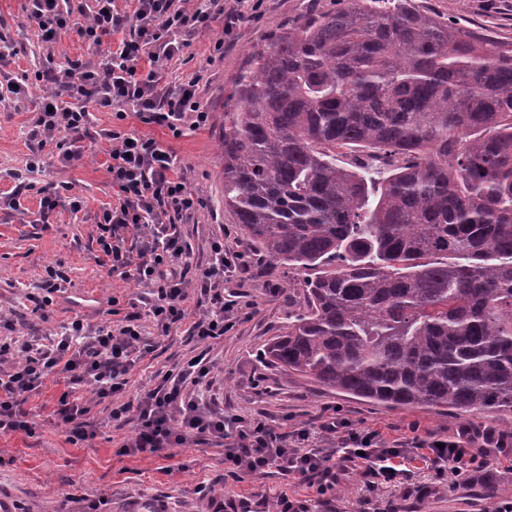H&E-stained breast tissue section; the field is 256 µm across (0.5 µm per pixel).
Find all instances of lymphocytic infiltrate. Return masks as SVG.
I'll list each match as a JSON object with an SVG mask.
<instances>
[{
	"mask_svg": "<svg viewBox=\"0 0 512 512\" xmlns=\"http://www.w3.org/2000/svg\"><path fill=\"white\" fill-rule=\"evenodd\" d=\"M27 18L41 38L55 44L62 33L73 32L95 62H70L67 69H48L38 80L46 88L30 131L38 145L55 142L62 162L80 159V150L67 146L69 136H83L90 121L87 102L114 110L117 120L135 114L141 122L167 128L181 136L184 128L207 126L210 114L201 104L195 81L163 86L161 78L188 37L223 17L225 30L244 19L240 6L224 0H196L193 7L177 0H134L132 13L122 12L116 0H94L82 20H75L67 0H27ZM121 34L107 54L98 49L105 37ZM107 172L117 190L112 207L97 220L98 243L110 259V273L132 279L147 289L146 315L157 332L168 335L185 321L188 293L198 296V316L189 328L200 346L197 355L168 370L154 388L136 403H115L137 360L152 353L134 315L124 323L85 324L75 317L49 343L0 341V432H31L22 394L38 392L53 373L64 374L68 389L60 397V415L74 442L91 440L82 421L88 408L78 391L91 386L97 403L112 420L136 415V434L127 439L125 455L155 453L188 443L218 442L224 448L227 475L239 480L275 467L301 482L316 485L319 494L335 491L341 472L361 465L367 476L391 483L409 479L423 466L437 476L463 477L484 467L501 441L493 431L464 428L437 443L431 437L387 440L376 430H355L336 415L322 418L318 429L339 438V450L315 448L304 429L286 431L264 421L243 423L225 415L210 397L214 364L209 342L222 336L224 320L235 304L224 297V274L244 265L242 254L226 250L223 240L211 244L208 267L197 281L187 280L183 267L190 248L175 221L190 218L201 199L176 173V158L156 139L112 131Z\"/></svg>",
	"mask_w": 512,
	"mask_h": 512,
	"instance_id": "obj_1",
	"label": "lymphocytic infiltrate"
}]
</instances>
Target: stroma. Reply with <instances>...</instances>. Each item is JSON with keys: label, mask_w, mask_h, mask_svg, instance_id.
Returning <instances> with one entry per match:
<instances>
[{"label": "stroma", "mask_w": 512, "mask_h": 512, "mask_svg": "<svg viewBox=\"0 0 512 512\" xmlns=\"http://www.w3.org/2000/svg\"><path fill=\"white\" fill-rule=\"evenodd\" d=\"M415 6L443 20L464 24L512 42V0H414ZM25 0H0V36L14 51L0 60V319L13 322L16 337L47 338L70 318L89 323H112L115 313H127L144 289L131 279L110 274V262L96 242V217L113 201L106 167L108 131L154 137L176 157L177 173L202 200L193 219L178 228L191 246V269L206 266L215 239L247 263L243 271L224 276L225 293L236 306L224 336L211 344L212 394L226 415L264 419L291 431L313 425L319 413L335 412L352 428L377 429L391 439L433 435L444 439L461 427L491 429L506 447L494 461L490 480L472 474L463 482L434 472L416 470L411 482L368 486L361 467L340 478L335 495H319L298 479L269 469L262 476L237 481L224 476L223 447L202 444L168 448L155 454L124 455L121 445L131 438L134 423L109 421L101 406L91 405L86 416L95 430L87 442L71 443L56 414L64 391L63 375L49 376L41 391L25 404L33 434L0 433V512H217L220 504L247 496L274 499L279 494L306 501L310 512H495L512 500V416L481 414L458 418L444 410L387 408L335 393L307 377L269 365L264 351L280 333L288 317V291L300 287L303 275L280 266L267 275L268 257L250 244L233 215L224 208V120L234 84L255 50L293 30L312 12L337 8V0H262L259 8L225 33L223 18L191 37L165 75L166 82L198 83L201 103L211 114L209 125L173 137L163 127L146 125L135 117L117 120L107 109H94L84 155L62 164L54 144L42 151V170L28 173L31 155L29 130L44 87L36 72L65 66L67 60L88 59L85 44L66 33L56 45L44 43L30 25ZM224 54L211 58L216 40ZM32 190L19 198L18 209L5 199L19 180ZM65 183L87 206L78 213L55 210L42 218L40 187ZM63 265L70 280L52 304L34 310L29 300L46 275L47 267ZM186 321L162 336L149 318H142L143 334L154 352L139 360L127 377L121 401H133L154 387L161 372L195 354L197 344L189 328L198 313L197 296L184 303ZM428 487L419 495V487Z\"/></svg>", "instance_id": "obj_1"}]
</instances>
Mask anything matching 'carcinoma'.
I'll return each mask as SVG.
<instances>
[{
    "mask_svg": "<svg viewBox=\"0 0 512 512\" xmlns=\"http://www.w3.org/2000/svg\"><path fill=\"white\" fill-rule=\"evenodd\" d=\"M232 98L224 208L267 274H305L270 364L391 408L512 414V42L340 0L253 52Z\"/></svg>",
    "mask_w": 512,
    "mask_h": 512,
    "instance_id": "cac0c4a2",
    "label": "carcinoma"
}]
</instances>
